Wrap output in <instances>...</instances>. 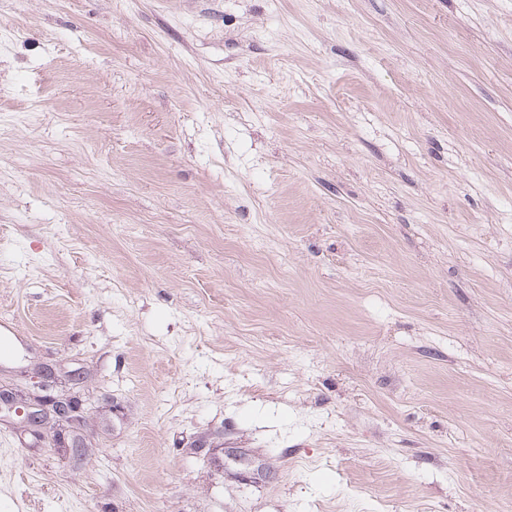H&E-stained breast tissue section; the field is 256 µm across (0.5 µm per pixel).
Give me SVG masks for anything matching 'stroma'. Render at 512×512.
Instances as JSON below:
<instances>
[{"label": "stroma", "instance_id": "stroma-1", "mask_svg": "<svg viewBox=\"0 0 512 512\" xmlns=\"http://www.w3.org/2000/svg\"><path fill=\"white\" fill-rule=\"evenodd\" d=\"M2 319L0 512H512V0H0Z\"/></svg>", "mask_w": 512, "mask_h": 512}]
</instances>
